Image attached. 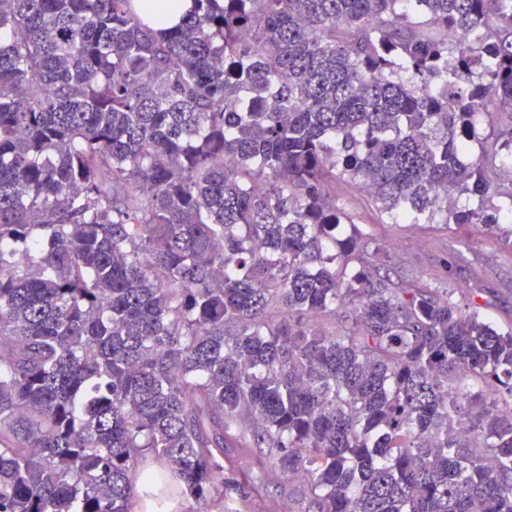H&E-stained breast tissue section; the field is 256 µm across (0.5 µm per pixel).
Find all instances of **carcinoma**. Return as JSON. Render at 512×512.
Listing matches in <instances>:
<instances>
[{"mask_svg": "<svg viewBox=\"0 0 512 512\" xmlns=\"http://www.w3.org/2000/svg\"><path fill=\"white\" fill-rule=\"evenodd\" d=\"M498 112L512 0H0V512L260 502L244 446L300 512H512V326L336 204L498 227Z\"/></svg>", "mask_w": 512, "mask_h": 512, "instance_id": "obj_1", "label": "carcinoma"}]
</instances>
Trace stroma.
<instances>
[{"label": "stroma", "instance_id": "obj_1", "mask_svg": "<svg viewBox=\"0 0 512 512\" xmlns=\"http://www.w3.org/2000/svg\"><path fill=\"white\" fill-rule=\"evenodd\" d=\"M336 201L375 246L403 258L396 285L415 280L448 289L458 300L479 292L485 320L496 327L512 325V220L493 231L479 224H383L367 195L348 182L337 183ZM457 250L465 262L446 270Z\"/></svg>", "mask_w": 512, "mask_h": 512}]
</instances>
